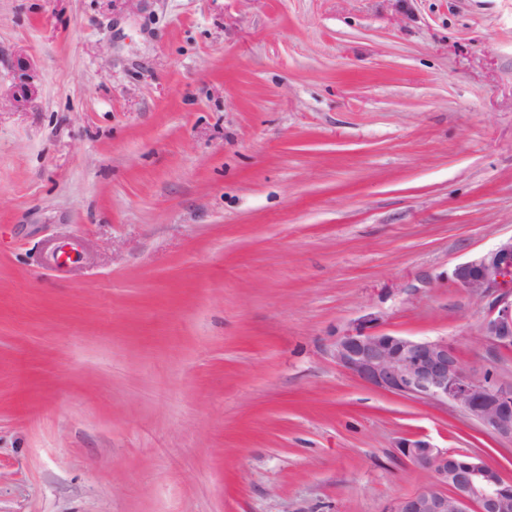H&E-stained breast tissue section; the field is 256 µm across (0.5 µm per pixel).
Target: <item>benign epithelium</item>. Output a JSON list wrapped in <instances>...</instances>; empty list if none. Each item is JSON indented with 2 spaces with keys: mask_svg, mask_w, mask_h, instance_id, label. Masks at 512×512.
I'll use <instances>...</instances> for the list:
<instances>
[{
  "mask_svg": "<svg viewBox=\"0 0 512 512\" xmlns=\"http://www.w3.org/2000/svg\"><path fill=\"white\" fill-rule=\"evenodd\" d=\"M455 287L494 297L481 336L498 349H512V236L494 249L457 264ZM331 356L367 385L403 398L452 405L488 433L512 439V383L467 371L445 340H421L377 331L359 323L342 332ZM400 457L432 474L418 492L397 499L389 512H512V481L477 456L466 460L422 439H405Z\"/></svg>",
  "mask_w": 512,
  "mask_h": 512,
  "instance_id": "obj_1",
  "label": "benign epithelium"
}]
</instances>
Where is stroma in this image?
Masks as SVG:
<instances>
[{"label": "stroma", "instance_id": "obj_1", "mask_svg": "<svg viewBox=\"0 0 512 512\" xmlns=\"http://www.w3.org/2000/svg\"><path fill=\"white\" fill-rule=\"evenodd\" d=\"M511 236L512 0H0V512H388L414 438L512 480L329 353L512 382L449 280Z\"/></svg>", "mask_w": 512, "mask_h": 512}]
</instances>
